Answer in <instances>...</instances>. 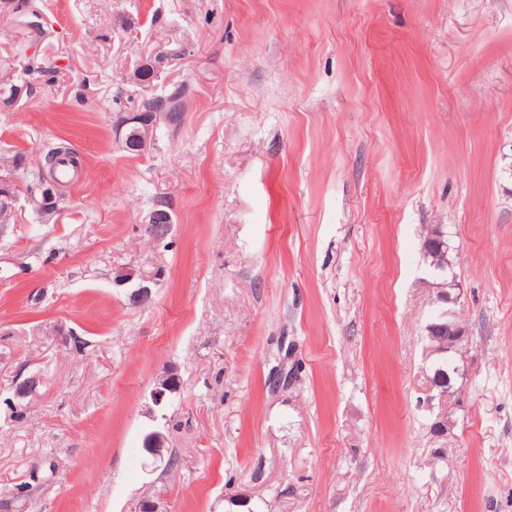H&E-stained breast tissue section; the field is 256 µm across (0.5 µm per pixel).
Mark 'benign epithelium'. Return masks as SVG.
<instances>
[{"label":"benign epithelium","mask_w":512,"mask_h":512,"mask_svg":"<svg viewBox=\"0 0 512 512\" xmlns=\"http://www.w3.org/2000/svg\"><path fill=\"white\" fill-rule=\"evenodd\" d=\"M159 102L146 111L129 112L120 120L119 129L125 130L123 142L127 143L132 152L142 153L153 143L157 129L160 125L176 126L180 124L184 114L183 98L170 99L166 96H158ZM18 188L15 183L0 186V205L7 211L15 212ZM62 189L51 180L40 188V193L28 194V201L40 211L54 209L55 204L61 198ZM171 228V215L164 209H156L149 216L148 230L157 239L165 238ZM450 246L444 241V232L437 228L433 230L424 243V255L431 259L429 264L430 274L423 279L424 287L432 294L431 315L424 327V335L428 336L424 349V357L430 359L448 352L444 342L438 339L441 330L448 329V335L454 336L459 341L468 338V331L464 324L458 320L455 307L461 303L462 292L455 280L441 274V271L453 265L449 258ZM139 280L136 293L138 302L147 301L152 294L151 286L156 284L158 278L154 272L136 271L124 268L117 272L115 280L119 283H128L133 279ZM455 380L448 381V390L437 394L433 393V387L424 389L425 398L420 401V406L428 412H433L435 407H440L441 412L433 420V427L451 433L454 427L453 419L447 417V405L457 404L461 388L457 386V380L465 376V367L461 364L454 368Z\"/></svg>","instance_id":"obj_1"}]
</instances>
